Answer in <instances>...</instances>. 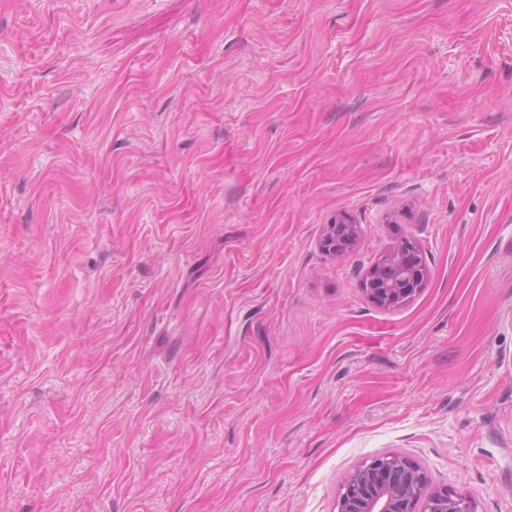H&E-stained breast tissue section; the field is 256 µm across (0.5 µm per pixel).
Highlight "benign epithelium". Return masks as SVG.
<instances>
[{"mask_svg": "<svg viewBox=\"0 0 512 512\" xmlns=\"http://www.w3.org/2000/svg\"><path fill=\"white\" fill-rule=\"evenodd\" d=\"M359 226L342 220L324 225L323 251L339 256L356 244ZM412 253H389L392 261L374 263L367 271L366 293L377 303L397 306L411 301L423 287L428 269L416 244ZM428 496L426 512H477L476 499L444 488L428 491L427 475L411 458L397 453L378 455L348 471L336 495L337 512H416L415 500Z\"/></svg>", "mask_w": 512, "mask_h": 512, "instance_id": "obj_1", "label": "benign epithelium"}]
</instances>
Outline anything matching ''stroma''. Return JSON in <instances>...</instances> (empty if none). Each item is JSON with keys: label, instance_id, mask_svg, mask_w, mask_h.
Wrapping results in <instances>:
<instances>
[{"label": "stroma", "instance_id": "obj_1", "mask_svg": "<svg viewBox=\"0 0 512 512\" xmlns=\"http://www.w3.org/2000/svg\"><path fill=\"white\" fill-rule=\"evenodd\" d=\"M386 452L512 512V0H0V512H336ZM342 222L347 224H341ZM335 223L324 225L320 244L323 251L336 257L344 255L356 244L359 226L349 224L344 219H336ZM413 254L403 256L401 249L393 250L367 271L366 293L377 303L397 306L411 301L423 287L428 277V269L423 262V254L416 244L406 245ZM392 257L385 265L384 259ZM383 282L382 288H372L374 283Z\"/></svg>", "mask_w": 512, "mask_h": 512}]
</instances>
